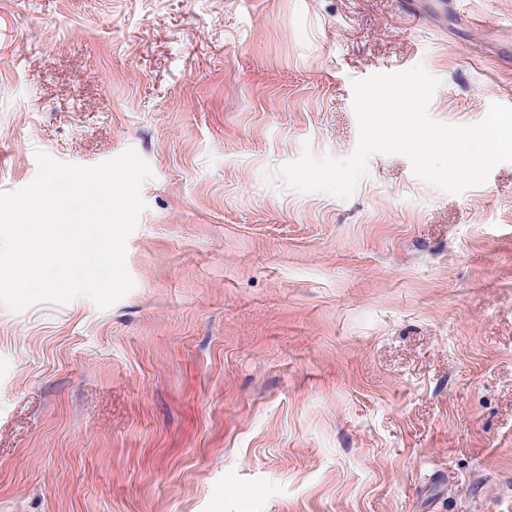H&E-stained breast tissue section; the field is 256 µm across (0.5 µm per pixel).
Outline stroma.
Wrapping results in <instances>:
<instances>
[{"label": "stroma", "instance_id": "1", "mask_svg": "<svg viewBox=\"0 0 512 512\" xmlns=\"http://www.w3.org/2000/svg\"><path fill=\"white\" fill-rule=\"evenodd\" d=\"M0 0V191L135 149V286L0 308V512H512V162L450 194L372 155L356 79L512 97V0ZM483 20L472 27L469 17Z\"/></svg>", "mask_w": 512, "mask_h": 512}]
</instances>
